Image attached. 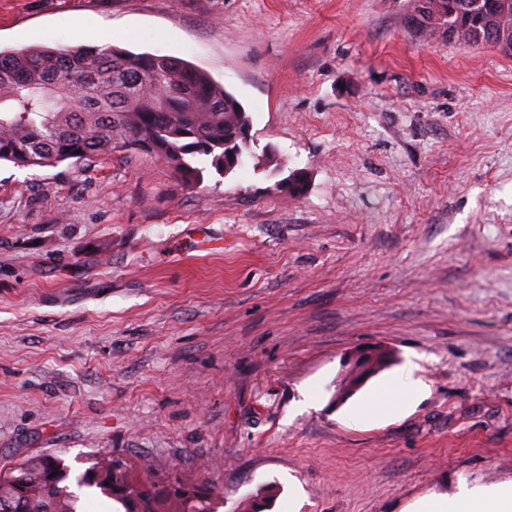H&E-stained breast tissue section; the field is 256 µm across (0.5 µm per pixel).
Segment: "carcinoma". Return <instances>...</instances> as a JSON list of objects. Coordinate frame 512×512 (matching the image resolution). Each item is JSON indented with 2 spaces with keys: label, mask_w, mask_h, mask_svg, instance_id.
Here are the masks:
<instances>
[{
  "label": "carcinoma",
  "mask_w": 512,
  "mask_h": 512,
  "mask_svg": "<svg viewBox=\"0 0 512 512\" xmlns=\"http://www.w3.org/2000/svg\"><path fill=\"white\" fill-rule=\"evenodd\" d=\"M411 23L448 39L489 44L512 53V0H415ZM251 121L243 105L204 71L178 58L136 54L119 47L57 49L46 45L0 52V162L38 169L82 163L154 138L146 155L175 171L180 182H201L205 161L219 174L251 155L245 132ZM280 191L302 194L300 173L279 181ZM16 480L0 483V497L20 503L19 480L31 472L44 479V497L24 502L25 512H78L80 495L98 492L116 512H217L216 487L186 483L175 474L155 475L131 461L119 471L90 458L82 473L58 457H32L4 470ZM279 488L249 498L245 512H268Z\"/></svg>",
  "instance_id": "carcinoma-1"
}]
</instances>
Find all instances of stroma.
I'll use <instances>...</instances> for the list:
<instances>
[{
	"instance_id": "stroma-1",
	"label": "stroma",
	"mask_w": 512,
	"mask_h": 512,
	"mask_svg": "<svg viewBox=\"0 0 512 512\" xmlns=\"http://www.w3.org/2000/svg\"><path fill=\"white\" fill-rule=\"evenodd\" d=\"M412 0H0V50L191 62L229 175L0 163V466L120 452L219 512H411L512 480V56ZM306 176L298 197L277 181ZM390 364L337 404L345 359Z\"/></svg>"
}]
</instances>
